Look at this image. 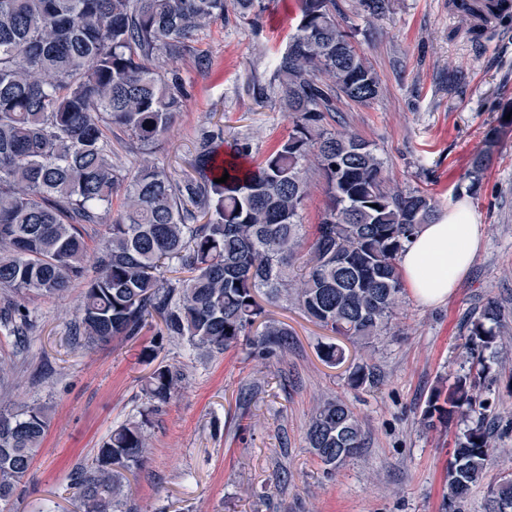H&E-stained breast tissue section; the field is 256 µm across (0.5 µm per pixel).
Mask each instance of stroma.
<instances>
[{
	"label": "stroma",
	"mask_w": 512,
	"mask_h": 512,
	"mask_svg": "<svg viewBox=\"0 0 512 512\" xmlns=\"http://www.w3.org/2000/svg\"><path fill=\"white\" fill-rule=\"evenodd\" d=\"M340 2L380 92L366 104L340 102L332 127L373 144L400 190L430 193L443 215L456 199L474 214L485 241L468 273L438 304L405 293L388 337L369 349L344 343L346 360L337 365L319 355L335 335L291 303H265L292 340L278 357L262 359L245 344L191 355L181 341L160 339L153 325L130 340L79 346L68 330L81 285L61 298L25 295V341L0 326V353L16 356L14 381L0 396L46 404L50 426L0 512H79L76 469L93 462L113 428L139 419L144 381L165 364L180 367V388L152 418L148 457L131 479L132 512H442L453 435L423 427L425 401L438 381L461 371L467 314L492 299L512 326V136L495 149L477 196L454 195L503 107L512 105V23L490 26L475 41L448 0H391L379 20L357 0ZM298 16L297 0H270L258 24L230 11L200 33L197 47L209 64L180 65L190 95L153 157L158 167L189 174L196 132L211 122L225 136L250 139L255 160L277 145L291 120L277 96L259 103L248 87L269 81ZM356 363L374 368V386L349 385ZM489 376L495 453L512 459V338L503 337ZM326 395L350 406L367 435L365 448L332 474L306 442L313 409Z\"/></svg>",
	"instance_id": "35a3bbf8"
}]
</instances>
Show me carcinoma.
Returning <instances> with one entry per match:
<instances>
[{"label":"carcinoma","mask_w":512,"mask_h":512,"mask_svg":"<svg viewBox=\"0 0 512 512\" xmlns=\"http://www.w3.org/2000/svg\"><path fill=\"white\" fill-rule=\"evenodd\" d=\"M373 19L390 0H359ZM486 25L509 14L499 0H449ZM300 19L276 56L270 82L257 84L280 98L292 127L257 165L248 164L246 137L224 142V126L196 133L194 179L178 180L151 156L182 112L186 88L169 65L208 59L199 33L225 18L226 0H0V291L61 296L74 283L83 299L69 328L74 342L91 346L133 339L157 317L158 335L195 351L222 353L250 339L261 356L288 350L290 333L262 319L257 297L293 301L336 336L369 348L390 329L405 288L401 253L422 224L438 217V204L419 190L390 186L384 162L357 133L327 127L342 98L375 99L379 79L341 24L336 0H300ZM237 18L257 22L264 0H233ZM502 112L472 160L465 192L478 194L493 149L512 133ZM118 129L142 161L122 173L112 163L107 133ZM314 160L327 201L298 278L291 260L301 246L300 213L309 194L305 163ZM229 174L227 183L214 179ZM123 203L112 213V198ZM206 218L203 224L198 217ZM108 224V236L88 273L84 224ZM175 276H169V273ZM12 333L21 334L25 309L6 296ZM503 335L500 306L489 301L467 327V362L477 373L437 386L422 411L426 429L467 422L456 433L447 472L448 512H460L472 488L489 481L485 512H512V468L488 479L493 435L487 358ZM340 364L345 350L321 348ZM181 379L177 366L157 367L143 387L141 418L113 429L91 466L76 472L82 512H122L128 475L150 447L151 416L169 403ZM351 386L375 381L364 363L349 372ZM48 430L45 407L0 400V502L27 474ZM308 448L334 471L365 445L354 411L321 399L309 421Z\"/></svg>","instance_id":"cac0c4a2"}]
</instances>
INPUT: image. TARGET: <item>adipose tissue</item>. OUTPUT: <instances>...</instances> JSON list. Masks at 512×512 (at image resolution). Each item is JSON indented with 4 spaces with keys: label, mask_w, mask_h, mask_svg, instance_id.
<instances>
[{
    "label": "adipose tissue",
    "mask_w": 512,
    "mask_h": 512,
    "mask_svg": "<svg viewBox=\"0 0 512 512\" xmlns=\"http://www.w3.org/2000/svg\"><path fill=\"white\" fill-rule=\"evenodd\" d=\"M482 243L481 225L463 207L422 225L401 257L402 272L413 295L426 304L448 299Z\"/></svg>",
    "instance_id": "obj_1"
}]
</instances>
